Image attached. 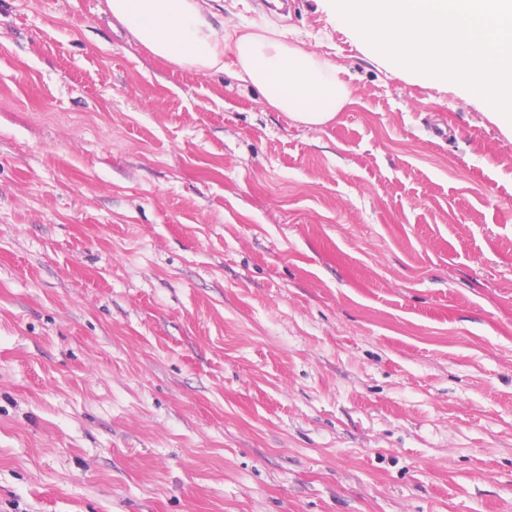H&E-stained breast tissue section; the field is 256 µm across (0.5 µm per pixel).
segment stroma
I'll use <instances>...</instances> for the list:
<instances>
[{
  "label": "stroma",
  "instance_id": "1",
  "mask_svg": "<svg viewBox=\"0 0 512 512\" xmlns=\"http://www.w3.org/2000/svg\"><path fill=\"white\" fill-rule=\"evenodd\" d=\"M263 2L329 123L0 0V512H512V134Z\"/></svg>",
  "mask_w": 512,
  "mask_h": 512
}]
</instances>
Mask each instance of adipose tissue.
Wrapping results in <instances>:
<instances>
[{"label":"adipose tissue","instance_id":"ef3b65f1","mask_svg":"<svg viewBox=\"0 0 512 512\" xmlns=\"http://www.w3.org/2000/svg\"><path fill=\"white\" fill-rule=\"evenodd\" d=\"M106 12L156 57L196 71L231 69L292 122L324 125L349 100L335 66L289 44L284 33L258 24L225 27L207 0H106ZM228 44L234 49L229 64Z\"/></svg>","mask_w":512,"mask_h":512}]
</instances>
